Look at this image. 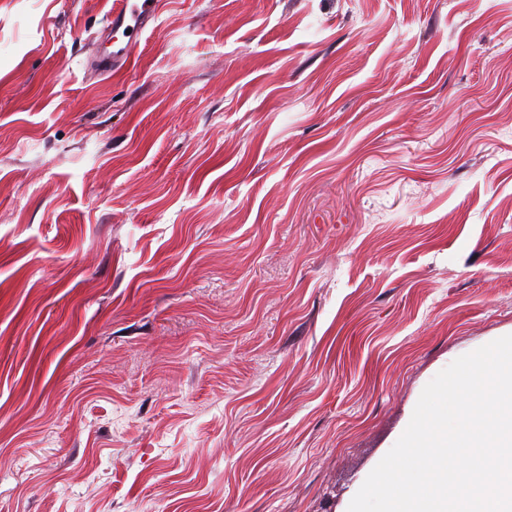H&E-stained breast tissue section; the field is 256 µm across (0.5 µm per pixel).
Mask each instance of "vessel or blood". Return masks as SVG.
<instances>
[{
  "instance_id": "vessel-or-blood-1",
  "label": "vessel or blood",
  "mask_w": 512,
  "mask_h": 512,
  "mask_svg": "<svg viewBox=\"0 0 512 512\" xmlns=\"http://www.w3.org/2000/svg\"><path fill=\"white\" fill-rule=\"evenodd\" d=\"M160 0H115L109 19L112 32H125V40H113L109 51L91 52L90 62L96 63L101 74L125 69L137 52L143 34L159 17Z\"/></svg>"
}]
</instances>
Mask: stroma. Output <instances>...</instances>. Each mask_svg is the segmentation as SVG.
I'll return each instance as SVG.
<instances>
[{
  "label": "stroma",
  "mask_w": 512,
  "mask_h": 512,
  "mask_svg": "<svg viewBox=\"0 0 512 512\" xmlns=\"http://www.w3.org/2000/svg\"><path fill=\"white\" fill-rule=\"evenodd\" d=\"M0 0V512H337L512 329V0ZM159 13L160 0H116L108 26L112 31V51L99 53L92 50L88 64L92 66L96 62L97 70L104 75L124 70L138 51L142 35L156 24ZM120 30L126 40H119L117 33Z\"/></svg>",
  "instance_id": "obj_1"
}]
</instances>
